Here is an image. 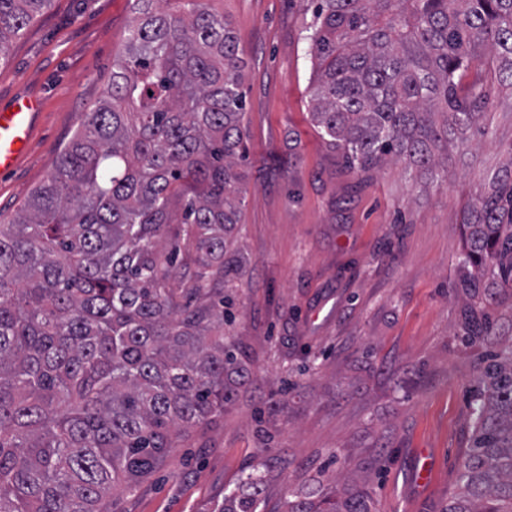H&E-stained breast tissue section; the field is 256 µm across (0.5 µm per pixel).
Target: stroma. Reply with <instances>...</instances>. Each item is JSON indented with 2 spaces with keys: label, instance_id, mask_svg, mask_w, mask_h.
Wrapping results in <instances>:
<instances>
[{
  "label": "stroma",
  "instance_id": "obj_1",
  "mask_svg": "<svg viewBox=\"0 0 512 512\" xmlns=\"http://www.w3.org/2000/svg\"><path fill=\"white\" fill-rule=\"evenodd\" d=\"M243 50L245 258L232 330L251 357L233 405L171 448L108 512H208L252 468L263 512L335 469L376 512H444L473 430L469 390L493 344L457 334L461 215L512 144V88L491 84L492 137L447 183L392 164L350 171L308 120L311 0H214ZM133 0H51L0 57V109L35 97L29 147L0 174L11 218L112 78ZM432 467L428 484L418 463Z\"/></svg>",
  "mask_w": 512,
  "mask_h": 512
}]
</instances>
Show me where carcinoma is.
I'll list each match as a JSON object with an SVG mask.
<instances>
[{"label":"carcinoma","instance_id":"1","mask_svg":"<svg viewBox=\"0 0 512 512\" xmlns=\"http://www.w3.org/2000/svg\"><path fill=\"white\" fill-rule=\"evenodd\" d=\"M134 0L112 81L49 177L0 220V512H101L250 377L226 341L243 256L242 49L208 0ZM317 133L349 168L448 181L512 86V0H311ZM50 0H0V56ZM459 332L478 366L470 449L444 512H512V144L464 213ZM247 474L211 512H260ZM287 512H373L335 483Z\"/></svg>","mask_w":512,"mask_h":512}]
</instances>
